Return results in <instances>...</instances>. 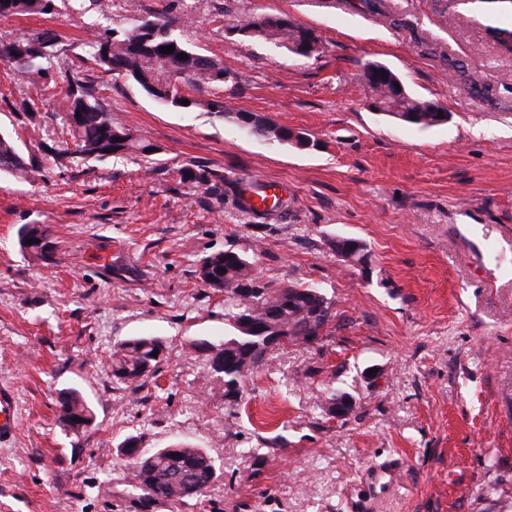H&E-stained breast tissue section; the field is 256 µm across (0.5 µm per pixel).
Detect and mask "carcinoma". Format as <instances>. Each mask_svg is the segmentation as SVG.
Instances as JSON below:
<instances>
[{
  "mask_svg": "<svg viewBox=\"0 0 512 512\" xmlns=\"http://www.w3.org/2000/svg\"><path fill=\"white\" fill-rule=\"evenodd\" d=\"M57 11L55 0H0L2 15H47ZM244 33L256 40L272 42L279 47L300 41L314 30L296 23L285 14H258L251 18ZM59 35L52 29L28 37L15 38L0 44V59L12 64L32 86L38 90L50 84H62L67 101L63 128L75 142L74 157L81 161L102 160L124 154L137 153L151 160L156 147L131 129L112 118V111L101 101L96 88L83 75L58 66ZM175 46L166 54L162 46ZM95 65L134 81L150 98L166 107L177 109L205 108L232 119L238 114L224 109L218 100H201L187 96V85L224 83L229 74L222 61L202 55L182 42L174 34L172 23L155 17L135 18L126 26L105 30L88 43ZM186 54L182 59L179 54ZM371 98L380 99L386 108L400 115H412L415 124L431 127L442 123L434 111L436 104L411 94L398 95L391 87L366 81ZM188 104H183V101ZM34 171L9 134L0 133V172L26 174ZM49 238L40 224H25L19 230V243L26 240ZM336 254L345 262L364 264L368 261L365 247L354 246V239L331 241ZM254 264L248 256L234 251L214 253L204 258L199 267L200 279L210 275L224 292V318L236 330L233 336L214 349L224 356L227 364L220 370L224 374L225 394L234 397L235 386L248 378L264 364L266 347L261 336L277 334L284 344L311 343L323 337V331L335 317L333 303L314 286L289 284L272 289L260 282L254 273ZM243 316L258 323L252 334L237 324ZM163 350L162 343L152 336H140L120 344L112 357V375L127 386L139 384L155 368L152 353ZM62 420L66 426L79 429L92 421L89 404L75 389L60 397ZM121 447L129 449L133 458L132 486L152 499L182 500L202 492L215 477L211 457L201 448L181 444L174 448H159L151 454L137 450L135 437L127 438Z\"/></svg>",
  "mask_w": 512,
  "mask_h": 512,
  "instance_id": "cac0c4a2",
  "label": "carcinoma"
}]
</instances>
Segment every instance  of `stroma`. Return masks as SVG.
I'll use <instances>...</instances> for the list:
<instances>
[{
    "label": "stroma",
    "instance_id": "1",
    "mask_svg": "<svg viewBox=\"0 0 512 512\" xmlns=\"http://www.w3.org/2000/svg\"><path fill=\"white\" fill-rule=\"evenodd\" d=\"M53 15L0 16V42L45 29L125 127L157 149L77 161L59 88L38 112L0 66V131L40 169L0 173V388L18 425L0 438V512H512V0H56ZM313 28L305 58L245 36L251 16ZM164 16L219 58L229 81L196 98L308 134L298 148L199 108L165 107L87 54L96 31ZM395 72L447 122L423 128L371 109L365 64ZM217 188L196 180L199 171ZM286 184L278 208L244 212L238 190ZM47 227L51 261L22 250ZM362 242L366 264L331 249ZM246 253L262 282L318 285L335 316L322 340L274 347L224 395L211 345L230 332L200 262ZM163 344L152 374L112 375L122 341ZM353 402L342 418L327 389ZM81 392L88 428L60 420ZM204 449L216 476L181 502L130 483L127 437ZM27 239H35V240H41L38 245V251L31 252L36 257L40 258L41 260H49V257L43 256L42 251L45 253H50L53 251V246L50 242L42 240V239H49V233L45 227H43L40 224H25L23 225L19 230V243L21 248L25 249L26 247V240Z\"/></svg>",
    "mask_w": 512,
    "mask_h": 512
}]
</instances>
